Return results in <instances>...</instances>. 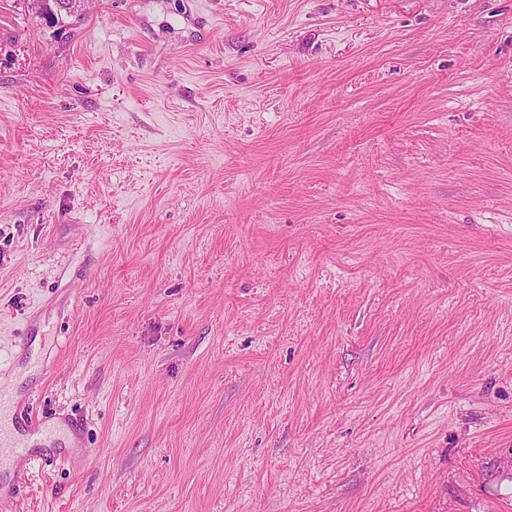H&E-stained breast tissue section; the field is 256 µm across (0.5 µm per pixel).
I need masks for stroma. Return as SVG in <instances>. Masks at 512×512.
<instances>
[{
    "mask_svg": "<svg viewBox=\"0 0 512 512\" xmlns=\"http://www.w3.org/2000/svg\"><path fill=\"white\" fill-rule=\"evenodd\" d=\"M2 381L17 512H512V0H0ZM69 0H26L27 8L36 16H40L41 19L47 18L52 21L55 26H59V29L66 30L73 22L67 21V19L75 18L79 19L82 12L71 10L70 7H61L60 4ZM66 3V2H65ZM0 474L1 472H11L14 474L13 491L8 498L0 499V510L2 512H11L14 510L16 500L19 499L25 488V470L18 468L17 462H29L38 459L44 466H56L70 461L72 455L62 451H49L46 453H34L32 448L27 447L22 442H16L10 447H4L2 432L0 427ZM3 448H11L8 453L3 452Z\"/></svg>",
    "mask_w": 512,
    "mask_h": 512,
    "instance_id": "1",
    "label": "stroma"
}]
</instances>
